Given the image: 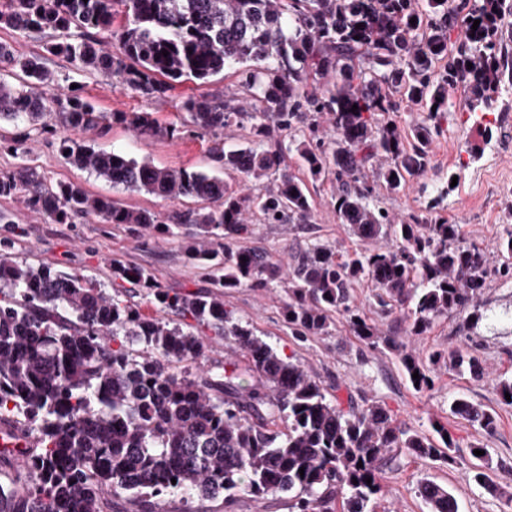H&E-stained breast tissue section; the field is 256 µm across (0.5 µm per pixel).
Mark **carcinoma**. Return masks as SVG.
<instances>
[{"instance_id": "carcinoma-1", "label": "carcinoma", "mask_w": 512, "mask_h": 512, "mask_svg": "<svg viewBox=\"0 0 512 512\" xmlns=\"http://www.w3.org/2000/svg\"><path fill=\"white\" fill-rule=\"evenodd\" d=\"M425 2L422 10L419 0H0V27L50 31L56 39L46 52L147 96L238 68L242 83L256 90L251 118L259 121V147L217 146L215 158L224 173L243 180L279 173L252 199L218 176L61 139L70 164L114 187L209 202L176 216L174 225L79 183L52 185L33 166L0 175V196L22 199L48 224L95 216L148 233L185 228L197 261L216 259L213 245L224 241V273L206 293L163 288L141 268L116 269L119 287L148 289L156 307L179 317L175 322L141 313L90 279L19 262L10 239H0V425H24L37 442L20 462L23 479L0 482V512H106L110 496L153 512V499L175 492L227 504L242 495L287 493L294 512H371L384 495L381 464L394 449L453 461L447 453L453 441L438 447L377 402L343 408L299 363L224 308L227 288L279 284L288 289L286 317L295 335L322 334L329 314L344 311L352 331L375 345L376 327L352 303L360 280L373 284L381 307L405 308L408 331L417 336L451 312H469L467 323L476 325L487 280H512L511 225L492 265L482 249L459 243L457 225L436 215L437 199L398 224L374 203L375 182L396 191L425 171L433 136L421 121L408 149L402 131L379 123L377 113L405 101L431 118L447 109L448 89L459 84L471 111L491 112L502 83L498 33L512 20V5L481 0L464 10L448 0ZM119 14L127 25L114 31ZM73 28L85 30L80 39L71 38ZM89 29L112 33L119 53ZM455 31L461 40L450 50ZM57 86L42 58L19 57L0 42V121L36 122L55 112L73 130L102 133L113 120L141 134L155 130L147 112L107 115L82 87L58 96ZM182 108L196 128L214 135L241 115L218 97H190ZM311 112L330 116L333 138L316 136L310 124L313 138L298 146L305 170L313 180L334 177L336 215L353 235L392 237L395 246L344 259L315 244L285 270L262 253L232 249L228 240L249 233L253 204L267 224L310 223L308 186L280 171L276 133L296 130ZM201 328L231 341L241 358L199 373L177 371L206 357ZM402 363L416 389L432 386L422 361L405 354ZM450 363L473 379L483 376L474 356L458 353ZM246 374L253 378L248 386ZM450 410L487 428L494 424L490 412L463 398ZM419 493L430 512H457L452 494L435 482L422 483Z\"/></svg>"}]
</instances>
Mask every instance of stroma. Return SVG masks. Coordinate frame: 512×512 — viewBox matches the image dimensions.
<instances>
[{
  "instance_id": "obj_1",
  "label": "stroma",
  "mask_w": 512,
  "mask_h": 512,
  "mask_svg": "<svg viewBox=\"0 0 512 512\" xmlns=\"http://www.w3.org/2000/svg\"><path fill=\"white\" fill-rule=\"evenodd\" d=\"M50 34L24 35L0 28V41L10 42L22 56L42 55L48 69L59 79L80 84L85 96L103 112H148L158 122L160 135L148 137L130 131L119 122L94 138L97 148L118 151L137 160L173 170L219 173L210 136L198 134L181 108L191 96L221 93L232 97L242 117L224 128L225 147L255 144L251 112L255 101L236 70L228 69L200 84L184 81L162 95L144 96L123 89L96 74L77 72L63 58L45 53ZM440 133L432 142L427 168L411 177L404 189H379L377 201L395 221L407 219L425 202L421 184L448 188L437 208L440 217L457 225L459 240L484 250L496 261L506 225H512V82L506 83L494 111H471L469 96L462 87L448 92L446 112L438 119ZM26 139L22 151H10L6 143L17 132ZM56 115L50 114L21 126L0 124V174L20 166L37 167L51 182H78L90 193L107 196L133 208H147L160 220L176 212L202 208L193 197L164 200L144 192L112 187L94 173L71 165L60 152L66 136ZM312 219L307 224H268L260 212L247 214L251 232L235 239L234 249L256 250L285 264L292 263L314 243L335 247L351 255L369 250V243L354 237L342 224L333 207L336 185L332 179L310 183ZM10 223H0V237L12 240L15 260L32 264L49 263L67 273L95 279L111 288L115 266H138L149 270L164 288L185 292L210 289L216 268L193 263L187 253L186 233L150 234L135 224H108L98 218L73 224H48L42 215L17 198H0V212ZM355 306L376 325L384 341L371 346L354 336L343 314H333L327 331L298 336L283 313L284 288H236L224 295V304L242 324L260 335L274 349L293 357L328 393L341 400L381 403L402 426L433 436V423L446 426L454 437L453 463L422 459L409 450H394L382 471L384 497L375 512H429L417 487L426 479L445 486L454 496L458 512H512V405L503 402L498 385L512 380V281L489 279L480 302L486 312L477 329L463 327L464 316L453 312L436 318L422 335L407 331L400 310L382 312L369 282L352 290ZM461 350L477 356L485 369L480 380L457 373L449 363L433 366L435 384L415 390L401 363L409 353L428 360L435 353ZM458 397L480 405L495 417L493 428L453 414L450 403ZM484 449L475 457L474 449ZM485 473L499 494H492L474 479ZM156 512H292L287 496L255 498L243 496L233 504L223 499H187L170 493L158 498Z\"/></svg>"
}]
</instances>
